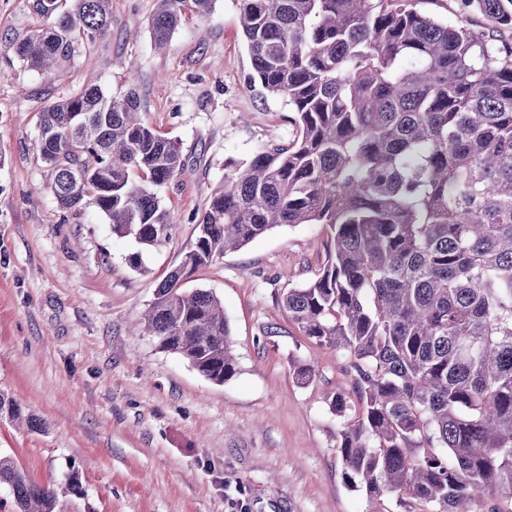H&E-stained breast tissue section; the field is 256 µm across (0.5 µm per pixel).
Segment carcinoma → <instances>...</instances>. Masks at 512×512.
<instances>
[{
    "instance_id": "carcinoma-1",
    "label": "carcinoma",
    "mask_w": 512,
    "mask_h": 512,
    "mask_svg": "<svg viewBox=\"0 0 512 512\" xmlns=\"http://www.w3.org/2000/svg\"><path fill=\"white\" fill-rule=\"evenodd\" d=\"M27 0L47 21L13 41L42 72L112 27V0ZM162 49L185 9L218 0H155ZM483 17L451 22L423 0H241L252 74L283 99L296 134L225 174L195 242L157 287L144 330L216 384L236 361L224 304L182 289L192 273L275 226L329 229L326 264L282 293L305 338L343 354L336 451L346 486L402 512H473L478 495L512 501V0H459ZM35 146L58 204H92L117 235L169 239L156 189L185 171L179 143L145 119L136 89L98 86L41 112ZM46 423L0 394V420ZM19 512H58L83 494L77 471L36 482L0 456Z\"/></svg>"
}]
</instances>
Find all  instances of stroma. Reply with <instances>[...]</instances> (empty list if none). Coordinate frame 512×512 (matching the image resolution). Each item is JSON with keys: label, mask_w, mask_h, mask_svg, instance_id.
I'll list each match as a JSON object with an SVG mask.
<instances>
[{"label": "stroma", "mask_w": 512, "mask_h": 512, "mask_svg": "<svg viewBox=\"0 0 512 512\" xmlns=\"http://www.w3.org/2000/svg\"><path fill=\"white\" fill-rule=\"evenodd\" d=\"M240 3L185 13L159 51L155 0H112L110 34L76 42L47 74L10 46L34 23L25 0H0V393L48 424L0 420V455L38 482L78 471L84 493L62 512H401L395 498L379 506L345 486L330 410L350 386L345 360L278 303L323 268L328 228L274 227L187 280L224 303L237 365L224 384L141 326L227 162L294 134L285 102L248 80ZM91 85L112 97L136 86L151 127L181 146L186 171L160 190L175 226L159 247L139 251L95 208L65 212L32 148L41 112ZM305 364L315 371L304 382Z\"/></svg>", "instance_id": "35a3bbf8"}]
</instances>
